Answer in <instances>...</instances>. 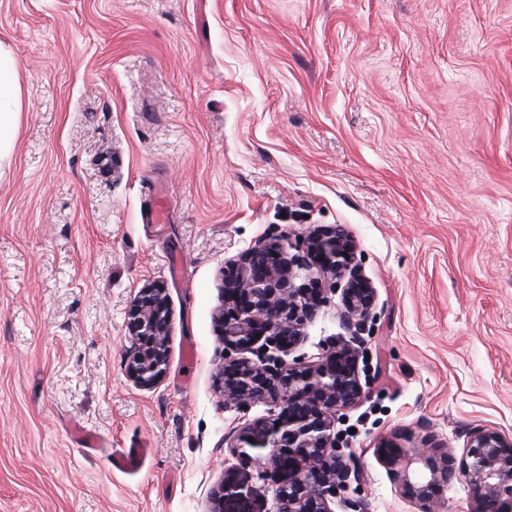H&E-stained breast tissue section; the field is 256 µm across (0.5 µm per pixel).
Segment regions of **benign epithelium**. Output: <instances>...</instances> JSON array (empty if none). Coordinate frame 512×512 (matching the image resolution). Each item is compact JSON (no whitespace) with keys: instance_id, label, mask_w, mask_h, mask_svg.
I'll return each mask as SVG.
<instances>
[{"instance_id":"7a95c632","label":"benign epithelium","mask_w":512,"mask_h":512,"mask_svg":"<svg viewBox=\"0 0 512 512\" xmlns=\"http://www.w3.org/2000/svg\"><path fill=\"white\" fill-rule=\"evenodd\" d=\"M294 252H289V249ZM357 247L339 225L313 230L296 245L263 240L244 251L224 272L226 308L216 321L224 343L220 383L224 404L247 407L262 402L277 409L272 421L244 426L227 444L240 456L247 448H268L254 461L264 469L288 472L275 490L276 512H332L339 499L351 512L363 503L341 497L350 479L359 478L336 444V416L364 397L357 370L359 345L377 301V291L356 262ZM340 294V326L317 359L286 364L329 293ZM170 301L157 285L141 288L129 307L132 345L126 365L142 387H152L166 372ZM261 342L257 359L246 356ZM390 479L420 512H446L442 493L455 481L467 485L468 512H512V436L475 427L461 453L429 438L406 451L378 449ZM227 493H211L209 512L228 509Z\"/></svg>"}]
</instances>
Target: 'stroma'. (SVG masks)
Returning a JSON list of instances; mask_svg holds the SVG:
<instances>
[{"mask_svg":"<svg viewBox=\"0 0 512 512\" xmlns=\"http://www.w3.org/2000/svg\"><path fill=\"white\" fill-rule=\"evenodd\" d=\"M22 110L0 165V512H272L224 444V266L343 225L378 300L335 429L367 512H419L376 450L512 434V0H0ZM170 216L151 220L155 200ZM165 288L169 363L130 377ZM329 295L284 362L340 333ZM96 434V449L74 433ZM116 448L146 454L129 473ZM127 327L132 345L126 365L130 376L142 387H152L166 372L170 337V301L164 288L146 285L129 307Z\"/></svg>","mask_w":512,"mask_h":512,"instance_id":"stroma-1","label":"stroma"}]
</instances>
